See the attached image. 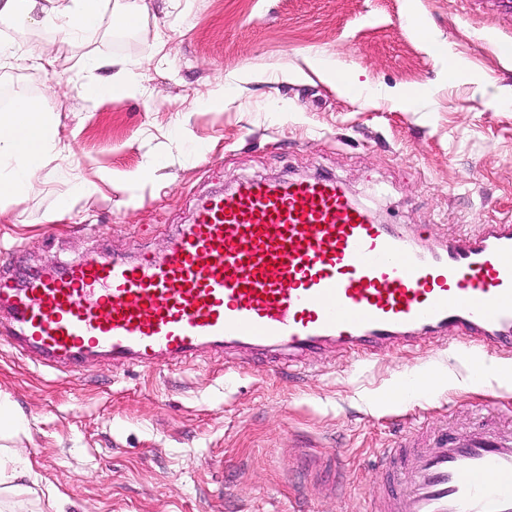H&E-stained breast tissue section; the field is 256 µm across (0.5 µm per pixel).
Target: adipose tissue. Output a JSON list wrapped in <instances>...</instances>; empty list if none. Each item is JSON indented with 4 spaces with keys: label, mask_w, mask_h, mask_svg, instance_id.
Masks as SVG:
<instances>
[{
    "label": "adipose tissue",
    "mask_w": 512,
    "mask_h": 512,
    "mask_svg": "<svg viewBox=\"0 0 512 512\" xmlns=\"http://www.w3.org/2000/svg\"><path fill=\"white\" fill-rule=\"evenodd\" d=\"M145 0H0V23H26L33 29L59 32L75 39L89 33L135 27L143 17ZM93 69L112 68L110 77L98 80L91 90L96 99L115 95L135 96L142 87L137 76L120 60H107L88 54ZM54 139L51 118L37 101L18 98L0 110V156H10L14 166L8 175H0V201L25 195L32 189L44 168L48 148ZM32 468L29 458L9 448H0V506L19 493Z\"/></svg>",
    "instance_id": "1"
}]
</instances>
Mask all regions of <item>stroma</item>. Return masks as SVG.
I'll return each instance as SVG.
<instances>
[{"mask_svg":"<svg viewBox=\"0 0 512 512\" xmlns=\"http://www.w3.org/2000/svg\"><path fill=\"white\" fill-rule=\"evenodd\" d=\"M147 2L136 28L48 37L43 69L25 61L20 27L0 24L16 45L0 61V106L33 98L57 122L34 190L0 202L9 276L102 250L163 254L202 198L249 179L335 176L426 250L512 220V10L500 0ZM90 51L127 61L146 94L90 99ZM316 51L338 80L309 65ZM495 357L424 337L376 355L327 346L293 367L240 349L151 368L94 357L69 375L5 346L0 402L21 417L7 447L66 512H365L377 457L408 426L512 418V386L471 380V360ZM431 371L447 386L385 401ZM309 456L338 460L342 493L307 481Z\"/></svg>","mask_w":512,"mask_h":512,"instance_id":"1","label":"stroma"}]
</instances>
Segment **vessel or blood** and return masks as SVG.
<instances>
[{
	"instance_id": "1",
	"label": "vessel or blood",
	"mask_w": 512,
	"mask_h": 512,
	"mask_svg": "<svg viewBox=\"0 0 512 512\" xmlns=\"http://www.w3.org/2000/svg\"><path fill=\"white\" fill-rule=\"evenodd\" d=\"M0 307V344L62 373L241 345L292 361L326 344L375 354L422 334L508 357L512 224L425 251L336 178L249 182L206 197L163 258L103 253L20 286L0 276ZM380 469L369 512H512V426L492 417L434 447L408 432Z\"/></svg>"
}]
</instances>
